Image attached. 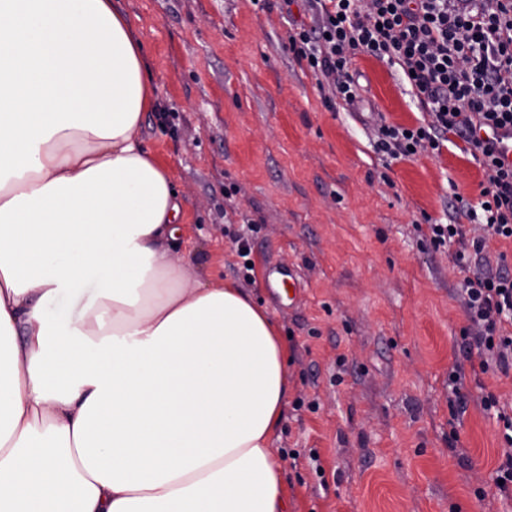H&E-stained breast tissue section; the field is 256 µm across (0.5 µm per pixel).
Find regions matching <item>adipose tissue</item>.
Segmentation results:
<instances>
[{
  "instance_id": "1",
  "label": "adipose tissue",
  "mask_w": 512,
  "mask_h": 512,
  "mask_svg": "<svg viewBox=\"0 0 512 512\" xmlns=\"http://www.w3.org/2000/svg\"><path fill=\"white\" fill-rule=\"evenodd\" d=\"M155 97L116 0H0V512L290 510L288 348L173 262Z\"/></svg>"
}]
</instances>
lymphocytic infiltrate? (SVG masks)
<instances>
[{
    "mask_svg": "<svg viewBox=\"0 0 512 512\" xmlns=\"http://www.w3.org/2000/svg\"><path fill=\"white\" fill-rule=\"evenodd\" d=\"M287 49L320 88L349 104L358 97L350 72L356 53L397 61L428 119L414 129L380 124L376 152L410 157L454 136L482 166L479 209L463 207L457 222L429 225V240L437 249L460 247L463 347L476 353L480 372L511 370L512 273L506 255L493 264L484 252L489 238L512 241V164L492 137L512 129V0H307V17L293 22ZM470 220L480 234H470ZM481 405L502 425L508 451L494 477L500 497L512 500V413L490 392Z\"/></svg>",
    "mask_w": 512,
    "mask_h": 512,
    "instance_id": "obj_1",
    "label": "lymphocytic infiltrate"
}]
</instances>
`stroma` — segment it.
<instances>
[{"mask_svg": "<svg viewBox=\"0 0 512 512\" xmlns=\"http://www.w3.org/2000/svg\"><path fill=\"white\" fill-rule=\"evenodd\" d=\"M118 4L157 86L140 137L177 192L173 260L245 288L287 339L274 446L291 512H512L492 480L500 428L480 404H512V370L466 372L451 411L463 275L456 247L419 231L477 207L482 167L450 142L378 154V125L424 118L401 66L358 53V106L327 98L286 48L280 0ZM275 263L294 268L296 291L268 287Z\"/></svg>", "mask_w": 512, "mask_h": 512, "instance_id": "1", "label": "stroma"}]
</instances>
